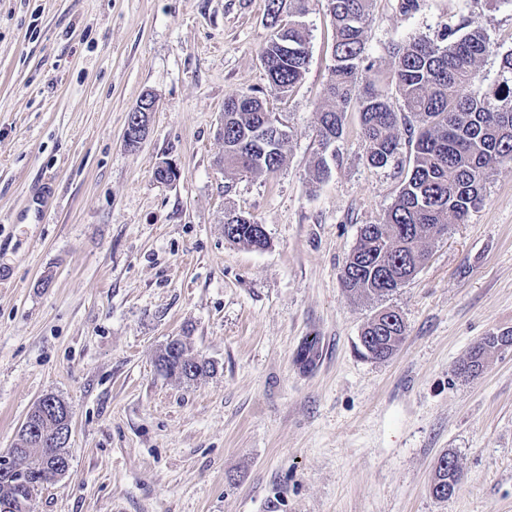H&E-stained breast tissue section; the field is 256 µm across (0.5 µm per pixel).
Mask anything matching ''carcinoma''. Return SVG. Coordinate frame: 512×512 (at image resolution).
Masks as SVG:
<instances>
[{"label": "carcinoma", "mask_w": 512, "mask_h": 512, "mask_svg": "<svg viewBox=\"0 0 512 512\" xmlns=\"http://www.w3.org/2000/svg\"><path fill=\"white\" fill-rule=\"evenodd\" d=\"M313 0H267L266 19L272 34L260 62L274 91L286 97L302 80L309 62V34L298 18ZM334 29L330 79L317 108L320 152L312 165V180L329 170L326 152L343 133L346 112H359L361 134L369 165L381 168L395 158L400 141L394 130L404 124L412 146V166L398 195L379 224L360 229L357 245L343 270L352 297L383 299L401 287L424 265L426 244L443 237L448 225L463 224L484 199L483 191L494 167L512 162V50L501 55L498 79L490 88L481 84L479 64L494 47L483 29L470 21L466 32L454 29L441 41L412 37L393 48L391 83L401 100L395 109L367 78L366 27L372 0H323ZM288 15L290 20L283 19ZM291 134L266 102L250 90L224 101V169L238 175L273 174L282 166ZM259 222L233 207L224 209V237L255 250L268 246ZM401 315L379 310L364 326L360 346L378 360L391 357L405 336ZM499 348L496 334L482 339L467 364L483 367L484 355ZM165 374L191 382L208 374L213 365L186 344L169 358L158 355ZM48 402L34 415L33 429L19 434L6 455L15 449L11 466L0 467V512H21L35 487L56 464L69 458L68 442L38 452L40 439L69 430L70 423ZM455 456L440 459L432 495L445 500L459 483Z\"/></svg>", "instance_id": "carcinoma-1"}]
</instances>
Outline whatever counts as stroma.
Segmentation results:
<instances>
[{
    "instance_id": "obj_1",
    "label": "stroma",
    "mask_w": 512,
    "mask_h": 512,
    "mask_svg": "<svg viewBox=\"0 0 512 512\" xmlns=\"http://www.w3.org/2000/svg\"><path fill=\"white\" fill-rule=\"evenodd\" d=\"M401 3L373 0L366 31L390 102L393 45L466 19L494 46L479 69L494 84L512 7ZM302 22L309 64L282 98L259 58L266 0H0V454L43 395L70 411V468L31 512H512V347L454 374L512 330V163L410 281L381 302L351 298L343 268L411 148L397 127L396 158L371 167L347 112L327 178L310 184L333 32L320 0ZM248 89L292 132L271 175L224 171V101ZM146 93L157 109L130 149ZM165 160L181 171L170 185L153 177ZM228 206L264 224L267 249L225 240ZM383 305L407 331L378 361L357 345ZM177 336L213 372H160ZM447 453L461 481L438 500ZM156 100L153 97L144 96L140 99L139 103L132 110V112H144V116L137 113L138 117L135 119V123L129 125L127 123L124 132V141L126 144H133L139 146L142 143L148 123L149 112H155ZM497 336H510V338H512V330L502 332L501 334L493 333L485 336L482 341L478 343L471 351L468 361L463 364H469L470 368H472L473 372L476 374L480 368L483 367L482 361L484 355L491 349L499 348V341Z\"/></svg>"
}]
</instances>
